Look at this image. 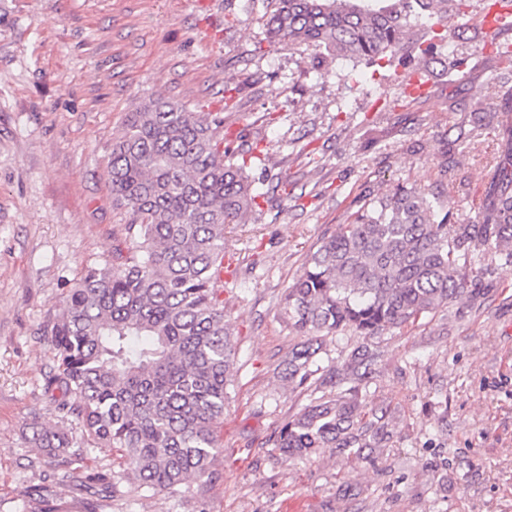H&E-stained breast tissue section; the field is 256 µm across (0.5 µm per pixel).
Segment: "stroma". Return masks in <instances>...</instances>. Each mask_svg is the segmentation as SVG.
I'll use <instances>...</instances> for the list:
<instances>
[{
	"mask_svg": "<svg viewBox=\"0 0 512 512\" xmlns=\"http://www.w3.org/2000/svg\"><path fill=\"white\" fill-rule=\"evenodd\" d=\"M267 10L268 0H0V512H37V486L73 512H512V265L489 255L476 267L480 305L457 301L371 339L363 403L390 415L376 448L300 458L272 445L319 396L279 376L301 340L281 301L315 243L369 186L437 187L458 221L475 216L501 141L490 127L458 134L502 94L487 53L453 75L433 64L431 95L416 101L401 65L361 63L337 78L335 64L274 42ZM230 81L240 92L228 108ZM150 98L223 113L231 153L264 149L248 172L268 199L224 240L219 288L236 354L215 474L173 493L124 481L91 497L84 482L116 471L113 455L88 448L80 468L57 467L26 434L35 421L82 437L44 393L55 362L36 330L123 236L112 134ZM285 176L302 177L300 200L273 194Z\"/></svg>",
	"mask_w": 512,
	"mask_h": 512,
	"instance_id": "35a3bbf8",
	"label": "stroma"
}]
</instances>
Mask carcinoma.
<instances>
[{
  "mask_svg": "<svg viewBox=\"0 0 512 512\" xmlns=\"http://www.w3.org/2000/svg\"><path fill=\"white\" fill-rule=\"evenodd\" d=\"M467 0H270L266 25L277 42L304 45L332 60L405 64L399 52L465 14ZM472 52L490 49L504 64L496 79L512 81V42L467 38ZM434 44L408 77L428 81ZM443 70L467 66L454 49ZM496 126L503 154L475 224H454L453 206L406 183L366 190L347 222L316 243L303 272L288 286L283 316L306 340L288 351L282 377L296 388L354 386L317 398L285 422L274 447L290 456L319 448L354 455L383 435L386 413L367 411L360 385L373 353L355 347L339 366L320 364L318 334L351 332L365 340L415 326L464 297L475 301L473 263L491 252L512 264V94L478 118ZM224 116L189 112L160 99L130 112L112 138L107 173L115 205L130 215L127 237L101 268H90L39 327L56 369L44 391L62 419L76 422L77 442L64 429L32 425L31 441L64 466L83 459L84 445L117 457L120 472L91 477L87 492H117L122 480L173 492L201 479L223 452L231 332L224 298V230L245 224L258 207L255 179L226 162ZM40 512H61L53 491L37 486Z\"/></svg>",
  "mask_w": 512,
  "mask_h": 512,
  "instance_id": "carcinoma-1",
  "label": "carcinoma"
}]
</instances>
